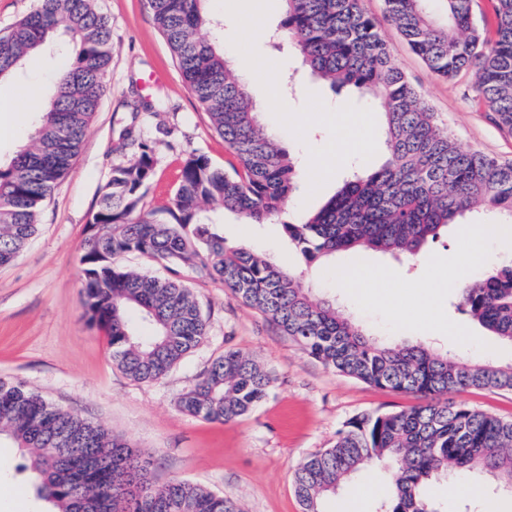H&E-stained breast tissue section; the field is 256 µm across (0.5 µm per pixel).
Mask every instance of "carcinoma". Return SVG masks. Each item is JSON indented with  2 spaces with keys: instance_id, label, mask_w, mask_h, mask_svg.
Segmentation results:
<instances>
[{
  "instance_id": "cac0c4a2",
  "label": "carcinoma",
  "mask_w": 512,
  "mask_h": 512,
  "mask_svg": "<svg viewBox=\"0 0 512 512\" xmlns=\"http://www.w3.org/2000/svg\"><path fill=\"white\" fill-rule=\"evenodd\" d=\"M207 0H147L182 75L213 129L237 161L234 173L205 155L189 158L167 205L146 209L154 179L153 147L112 168L80 254L86 313L103 328L112 360L137 382H157L207 337V318L178 276L187 266L220 281L282 333L334 371L366 384L417 396L409 409L352 418L336 443L297 469L294 489L303 512H326L338 486L364 465L396 466L380 512H442L421 487L450 472L479 473L512 487V419L490 415L441 395L466 389L512 390V365H461L423 343H381L343 316L334 298H318L302 278L255 252L230 246L220 223L203 216L219 202L247 224H267L299 188L298 160L264 130L246 86L224 47L199 37L218 24ZM281 33L311 73L333 88L351 87L383 108L386 158L355 172L312 216L283 225L309 262L358 247L415 257L468 213L498 212L512 224V163L450 139L415 87L391 64L390 50L361 0H283ZM427 0H386L388 17L426 63L451 79L476 65L477 96L512 130V0H494L491 20L476 23L473 0H447L448 21L430 18ZM63 31L77 48L63 55L54 90L32 137L0 168V267L13 263L38 230L41 203L82 147L105 92L112 31L93 0H39L38 8L0 36V79ZM136 253L171 266L159 278L121 267ZM459 306L489 334L512 342V263L460 288ZM271 378L254 359L226 350L178 399L194 417L230 423L268 395ZM27 456L35 495L51 512H85L98 487L112 488L105 512H240L237 504L196 485L151 479L150 461L104 426L57 407L22 383L0 380V440ZM92 456L97 466L82 467Z\"/></svg>"
}]
</instances>
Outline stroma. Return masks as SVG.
I'll return each instance as SVG.
<instances>
[{
  "instance_id": "obj_1",
  "label": "stroma",
  "mask_w": 512,
  "mask_h": 512,
  "mask_svg": "<svg viewBox=\"0 0 512 512\" xmlns=\"http://www.w3.org/2000/svg\"><path fill=\"white\" fill-rule=\"evenodd\" d=\"M244 0H208L217 28L202 29L203 38H221L230 58L252 59L254 72H242L267 131L297 156H334L320 175H305L280 219L245 224L217 202L207 204L219 219L225 241L262 254L301 275L317 296L337 298L341 310L381 340L422 342L463 364L474 363L462 336L448 327L480 337L487 363L512 364V344L485 335L459 306L462 283L480 279L492 266L512 261V227L499 215L461 218L447 232L407 260L373 251H349L334 260L307 262L289 242L282 225L318 210L352 168L376 169L385 156L382 116L378 109L354 106L349 90L333 92L300 63L289 43L273 47L252 32L254 15L270 28L283 22L281 0H256L246 13ZM112 29V62L106 92L68 174L43 202L38 231L18 258L0 268V379L24 382L52 404L101 423L130 440L152 463L156 484L179 479L224 495L242 512H301L293 477L310 455L332 447L339 431L356 415L400 410L414 405L412 395L368 385L337 373L308 355L259 311L245 305L217 281L202 279L190 268L179 270L209 318L206 340L163 380L137 382L112 361L105 331L91 323L82 298L79 255L85 227L96 210L101 189L113 166L138 154V146L121 135L134 128L152 141L154 181L144 199L149 208L170 199L184 162L206 155L228 168L224 141L213 130L159 31L146 0H94ZM364 11L378 21L393 65L420 90L449 135L475 151L512 162V132L477 98V70L450 80L432 77L388 19L385 0H363ZM57 62L52 50L25 57L16 77L0 82V101L24 106L31 86L51 93ZM272 74L282 91L270 95L259 81ZM493 226L481 262L450 270L448 264L467 248L468 231ZM466 334V335H467ZM250 355L270 373L265 400L231 423L210 422L182 413L179 396L227 349ZM454 401L486 413L512 418V392L467 389ZM11 468L0 484V512H42L31 492L17 448L0 444ZM473 491L463 497L446 482L427 491L444 512H459L472 501L478 512H512V496L491 482L469 476ZM26 489L27 508L19 510L17 489Z\"/></svg>"
}]
</instances>
